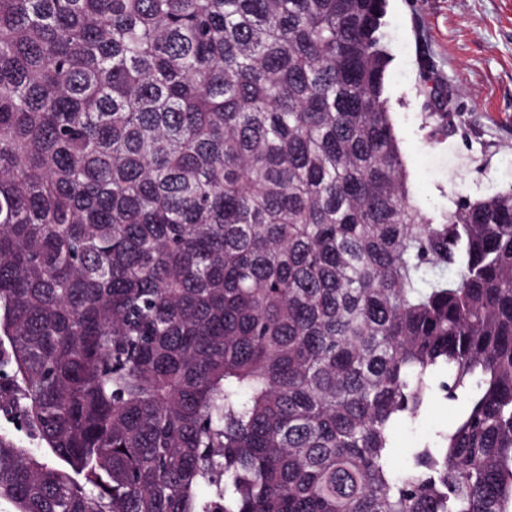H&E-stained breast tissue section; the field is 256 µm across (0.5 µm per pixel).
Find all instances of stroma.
<instances>
[{
	"mask_svg": "<svg viewBox=\"0 0 512 512\" xmlns=\"http://www.w3.org/2000/svg\"><path fill=\"white\" fill-rule=\"evenodd\" d=\"M385 86L414 199L434 215L512 186V0H388ZM453 93L448 122L431 120Z\"/></svg>",
	"mask_w": 512,
	"mask_h": 512,
	"instance_id": "stroma-1",
	"label": "stroma"
}]
</instances>
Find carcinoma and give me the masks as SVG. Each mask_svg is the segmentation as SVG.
<instances>
[{
    "label": "carcinoma",
    "mask_w": 512,
    "mask_h": 512,
    "mask_svg": "<svg viewBox=\"0 0 512 512\" xmlns=\"http://www.w3.org/2000/svg\"><path fill=\"white\" fill-rule=\"evenodd\" d=\"M386 7L0 0L14 512H512V186L418 207ZM452 419V414L448 412V407L440 401L432 403L428 415L421 422L411 427L402 426L397 433L399 446L402 448H411L418 441L430 439L433 429L441 424L446 425ZM0 432L10 434L13 438L19 441L24 448L35 453L39 452L40 444L38 439L31 436L26 429L22 428L16 422V420L4 415L3 413H0Z\"/></svg>",
    "instance_id": "carcinoma-1"
}]
</instances>
